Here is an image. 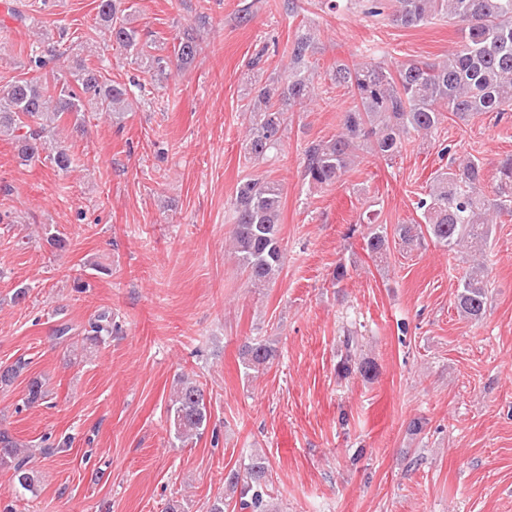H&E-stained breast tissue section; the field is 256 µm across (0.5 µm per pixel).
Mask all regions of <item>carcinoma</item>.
Wrapping results in <instances>:
<instances>
[{
	"label": "carcinoma",
	"mask_w": 512,
	"mask_h": 512,
	"mask_svg": "<svg viewBox=\"0 0 512 512\" xmlns=\"http://www.w3.org/2000/svg\"><path fill=\"white\" fill-rule=\"evenodd\" d=\"M392 21L403 27H418L438 15L458 23L461 40L440 63L406 61L387 70L378 64L336 62L330 80L348 89L353 105L343 113L341 130L328 140L313 141L303 153L304 178L315 187L336 183L344 175L358 150L386 160L401 154L406 142L415 136H428L447 118L468 121L486 112L499 120L512 110V0H395ZM98 13L110 39L126 51H134L147 71L162 76L163 57L148 51L140 31L118 16L115 0H100ZM47 52L31 49L30 62L46 68L60 55L56 40L45 33ZM314 30L297 33L289 51L290 64L285 82L271 80L254 96L250 112L248 154L264 160L278 151L286 129L288 113L302 108L315 94L308 75L310 58L317 50ZM198 52L194 37L186 35L174 46L180 65L191 63ZM131 90L105 78L99 68L80 63L69 71L52 73V80L41 77L14 80L0 86V134L12 137L18 158L30 162L40 158L45 138L63 116L74 118L78 130L87 112L120 113L127 110ZM484 163L473 156L451 163L433 177L427 197L418 202L424 224H398L394 234L412 250L425 237L443 250L458 254L463 248L480 253L492 234L491 226L502 216H512V154L498 161L493 196L484 189ZM283 189L268 178L241 182L235 197L232 241L238 262L251 286L258 288L273 281L282 269L284 250L279 235ZM364 250L372 259L389 251L387 226L369 225L363 236ZM487 281L481 268L473 267L461 279L456 308L462 316L479 320L485 312ZM112 335V321L99 315L84 328L85 339L98 343ZM356 337L344 340L346 353L340 370L363 376L375 372L368 362L357 364L352 351ZM277 349L267 340L243 344L241 363L245 374L258 373L273 363ZM48 393L42 382H28L26 404L44 402ZM168 414L175 438L188 442L203 434L211 413L203 387L183 381L170 399ZM32 453L21 447L7 431L0 430V468L11 471L13 494L19 498L34 492L37 475L31 466ZM269 462L260 454L251 456L245 478L236 470L225 477V494L216 498L210 512H226L230 499L239 494L241 508L249 512H277L265 492Z\"/></svg>",
	"instance_id": "cac0c4a2"
}]
</instances>
